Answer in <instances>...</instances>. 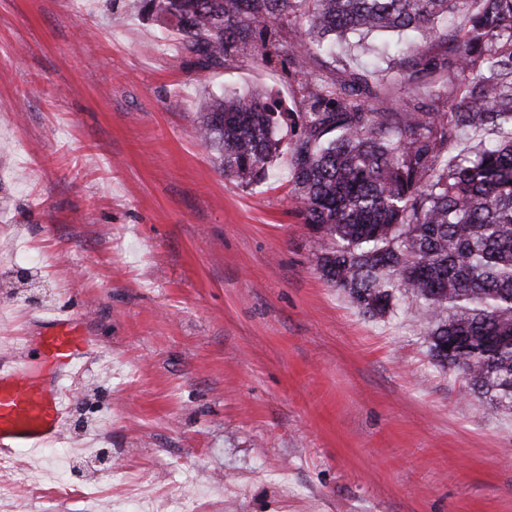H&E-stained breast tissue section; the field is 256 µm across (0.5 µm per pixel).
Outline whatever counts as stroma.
Instances as JSON below:
<instances>
[{
  "label": "stroma",
  "mask_w": 512,
  "mask_h": 512,
  "mask_svg": "<svg viewBox=\"0 0 512 512\" xmlns=\"http://www.w3.org/2000/svg\"><path fill=\"white\" fill-rule=\"evenodd\" d=\"M112 0H0V365L66 308L100 345L70 426L15 453L11 512H76L61 479L117 512L127 484L193 512H512V412L433 364L420 312L369 320L325 282L285 159L242 187L192 135L212 93L300 110L280 64L198 82L180 47ZM108 450L127 484L62 475Z\"/></svg>",
  "instance_id": "obj_1"
}]
</instances>
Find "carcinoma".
Masks as SVG:
<instances>
[{"label":"carcinoma","mask_w":512,"mask_h":512,"mask_svg":"<svg viewBox=\"0 0 512 512\" xmlns=\"http://www.w3.org/2000/svg\"><path fill=\"white\" fill-rule=\"evenodd\" d=\"M172 29L204 82L242 58L294 75L302 112L259 92L210 95L192 126L248 187L282 128L316 268L368 319L408 299L435 363L512 411V0H127ZM295 39L287 40V35ZM355 44L337 78L311 60ZM393 89L402 105L373 107Z\"/></svg>","instance_id":"1"}]
</instances>
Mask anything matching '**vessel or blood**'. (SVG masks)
I'll return each instance as SVG.
<instances>
[{
	"mask_svg": "<svg viewBox=\"0 0 512 512\" xmlns=\"http://www.w3.org/2000/svg\"><path fill=\"white\" fill-rule=\"evenodd\" d=\"M42 322L49 377L36 375L23 354L0 370V451L21 449L35 460L65 432L72 400L67 383L87 369L97 349L72 311L54 310Z\"/></svg>",
	"mask_w": 512,
	"mask_h": 512,
	"instance_id": "1",
	"label": "vessel or blood"
}]
</instances>
